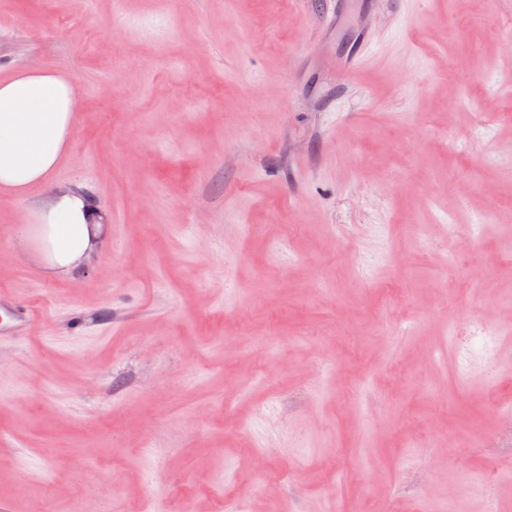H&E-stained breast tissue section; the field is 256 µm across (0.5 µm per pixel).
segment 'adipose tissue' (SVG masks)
I'll return each mask as SVG.
<instances>
[{"instance_id": "adipose-tissue-1", "label": "adipose tissue", "mask_w": 512, "mask_h": 512, "mask_svg": "<svg viewBox=\"0 0 512 512\" xmlns=\"http://www.w3.org/2000/svg\"><path fill=\"white\" fill-rule=\"evenodd\" d=\"M77 110L74 82L59 70L28 67L0 78V202L25 201L44 189L21 243L54 275L80 270L106 221L85 193L50 183L67 155Z\"/></svg>"}]
</instances>
